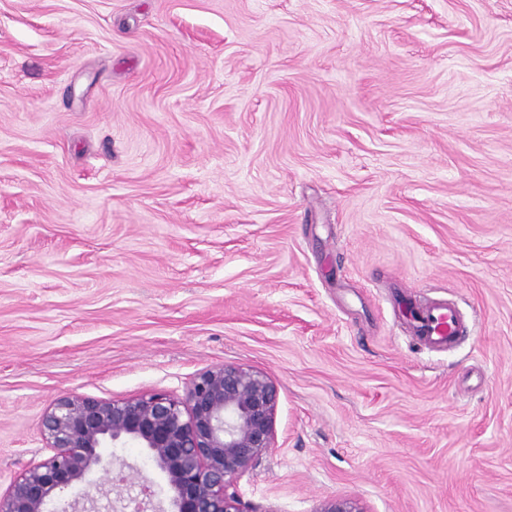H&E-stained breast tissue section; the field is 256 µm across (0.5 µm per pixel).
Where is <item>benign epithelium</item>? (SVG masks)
I'll return each instance as SVG.
<instances>
[{
	"instance_id": "obj_1",
	"label": "benign epithelium",
	"mask_w": 512,
	"mask_h": 512,
	"mask_svg": "<svg viewBox=\"0 0 512 512\" xmlns=\"http://www.w3.org/2000/svg\"><path fill=\"white\" fill-rule=\"evenodd\" d=\"M279 392L264 373L240 365L200 372L185 397L152 392L120 400L77 394L58 398L42 419L53 450L0 495V512H124L128 499L109 498L110 468L102 449L132 442L147 449L164 474L168 503L141 484L136 512H243L229 491L233 478L276 447ZM99 471L98 482L89 475ZM98 495H93L90 488ZM320 512H363L349 498L327 500Z\"/></svg>"
}]
</instances>
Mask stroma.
Listing matches in <instances>:
<instances>
[{"instance_id": "stroma-1", "label": "stroma", "mask_w": 512, "mask_h": 512, "mask_svg": "<svg viewBox=\"0 0 512 512\" xmlns=\"http://www.w3.org/2000/svg\"><path fill=\"white\" fill-rule=\"evenodd\" d=\"M224 363L247 512H512V0H0V494L56 398ZM411 324L418 343L424 348L451 346L465 331L457 309L447 302L425 308H412Z\"/></svg>"}]
</instances>
